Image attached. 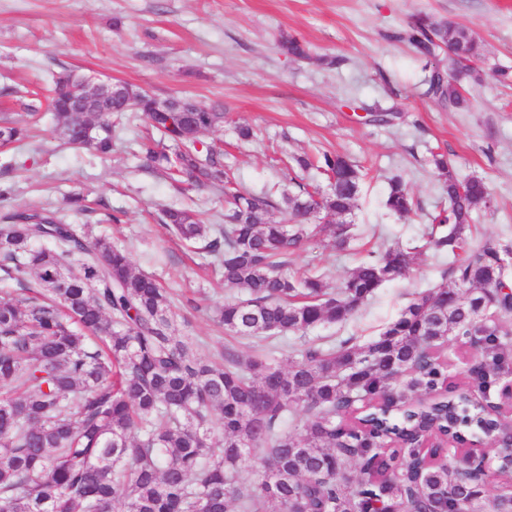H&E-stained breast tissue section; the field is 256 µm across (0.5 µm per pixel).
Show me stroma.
Returning a JSON list of instances; mask_svg holds the SVG:
<instances>
[{"mask_svg": "<svg viewBox=\"0 0 512 512\" xmlns=\"http://www.w3.org/2000/svg\"><path fill=\"white\" fill-rule=\"evenodd\" d=\"M423 12L466 26L483 48L475 76L461 82L465 108L426 96L425 63L392 32ZM302 38L310 57L281 54V35ZM76 71L111 78L158 99L190 97L221 105L222 126L204 131L220 147L240 190L281 196L291 181L325 187L316 168L296 156L336 151L365 169L347 250L329 237L304 241L288 257V272L322 276L336 287L367 251L400 244L416 248L405 278L389 282L348 321L277 340L291 354L306 340L332 336L366 342L394 320L408 300L441 282L453 254L422 250L430 217L446 203L431 152L447 153L461 176L489 186L493 205L476 215L472 245L512 242V0H0V116L28 120L27 138L0 148V216L37 205L64 223L88 225L128 252L135 271L154 276L173 298L192 301L187 315L196 352L213 357L228 342L243 355L250 341L231 340L216 321L226 286L210 255L166 231L162 208L193 210L207 224L224 221V193L182 190L137 168L148 128L140 115L112 117L113 150L101 158L63 143L50 113L29 117L37 89ZM390 109L388 125L366 122L367 109ZM252 129L240 139L239 127ZM401 177L416 206L405 217L384 198ZM86 212L74 214L69 196ZM120 223H111V214Z\"/></svg>", "mask_w": 512, "mask_h": 512, "instance_id": "stroma-1", "label": "stroma"}]
</instances>
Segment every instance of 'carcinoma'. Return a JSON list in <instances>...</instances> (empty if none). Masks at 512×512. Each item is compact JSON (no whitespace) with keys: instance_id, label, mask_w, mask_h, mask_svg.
<instances>
[{"instance_id":"cac0c4a2","label":"carcinoma","mask_w":512,"mask_h":512,"mask_svg":"<svg viewBox=\"0 0 512 512\" xmlns=\"http://www.w3.org/2000/svg\"><path fill=\"white\" fill-rule=\"evenodd\" d=\"M395 38L408 41L432 67L427 93L441 104L465 103L457 79L438 56L451 49L460 70L482 56L469 30L417 15ZM290 58H306L294 36L281 40ZM48 107L58 135L70 133L55 89ZM170 143L141 141L140 167L163 171L191 188L223 177V154L196 131L224 123L216 106L163 114L140 108ZM91 147L112 152L108 114ZM17 121L3 120L0 142L25 139ZM448 206L432 216L423 247L463 253L445 280L411 299L380 334L360 345L325 337L282 361L272 339L344 323L384 284L405 277L412 252L371 250L333 291L319 275L286 272L290 250L325 228L310 223L320 210L336 247L346 248L363 175L340 153L325 152L322 194L304 184L282 194L288 223L267 220L268 195L228 192L227 224H203L192 212L166 208V229L201 246L217 261L224 283L245 298L224 301L219 321L253 343L243 356L224 345L218 360L177 333L166 292L133 270L128 254L105 238L32 208L0 218V271L30 274L34 284L0 299V512H512V495L493 494L466 478L462 465L426 460L421 448H392L431 424L460 438L489 418L457 395L417 406L416 397L447 385L438 351L451 339L480 343L492 373H512V294L503 283L512 245L470 247L473 215L492 207L486 182L462 178L448 157L431 153ZM384 206L413 210L401 179L390 180ZM220 444H211L213 412ZM496 470L511 475L509 449L489 448ZM375 473L355 480L348 466ZM253 478L244 480L241 464Z\"/></svg>"}]
</instances>
